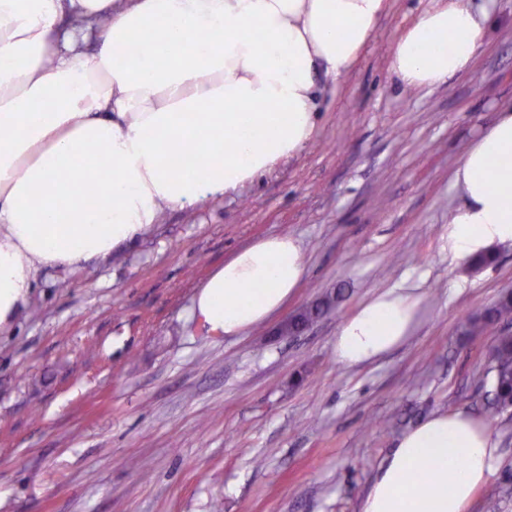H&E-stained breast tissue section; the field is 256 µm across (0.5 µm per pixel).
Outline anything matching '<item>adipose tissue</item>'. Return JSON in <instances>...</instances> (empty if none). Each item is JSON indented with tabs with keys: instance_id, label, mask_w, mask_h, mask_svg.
<instances>
[{
	"instance_id": "1",
	"label": "adipose tissue",
	"mask_w": 512,
	"mask_h": 512,
	"mask_svg": "<svg viewBox=\"0 0 512 512\" xmlns=\"http://www.w3.org/2000/svg\"><path fill=\"white\" fill-rule=\"evenodd\" d=\"M495 0H448L395 40L409 88L465 71ZM385 0H0V328L36 272L105 259L167 210L236 192L313 139L318 78L358 59ZM100 32V49L81 45ZM160 53L143 50L146 41ZM449 258L512 244V108L465 152ZM306 260L292 235L235 250L200 286L194 313L227 337L293 298ZM406 282L365 299L340 326L339 363H375L423 315ZM499 459L489 424L437 412L400 435L358 512H466Z\"/></svg>"
}]
</instances>
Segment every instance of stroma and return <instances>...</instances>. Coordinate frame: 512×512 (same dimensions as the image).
Returning <instances> with one entry per match:
<instances>
[{"instance_id":"stroma-1","label":"stroma","mask_w":512,"mask_h":512,"mask_svg":"<svg viewBox=\"0 0 512 512\" xmlns=\"http://www.w3.org/2000/svg\"><path fill=\"white\" fill-rule=\"evenodd\" d=\"M443 0H386L350 70L320 84L312 143L237 192L158 224L111 260L39 272L0 332V512H356L396 439L432 413L489 423L501 459L469 512H512V411L490 403L495 330L458 324L512 292V246L478 270L440 250L454 171L512 106V0L470 69L410 89L396 36ZM289 234L306 276L287 307L240 336L193 313L234 250ZM425 289L416 336L384 360H336L342 322L404 278ZM345 297L305 334L280 324Z\"/></svg>"}]
</instances>
